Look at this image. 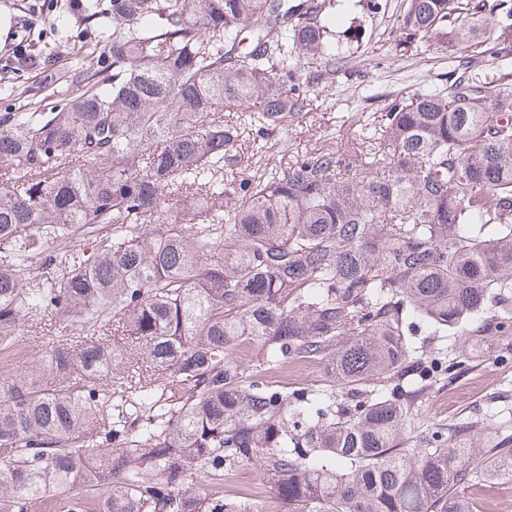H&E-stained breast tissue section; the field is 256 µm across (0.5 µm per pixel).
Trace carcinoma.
<instances>
[{"instance_id": "obj_1", "label": "carcinoma", "mask_w": 512, "mask_h": 512, "mask_svg": "<svg viewBox=\"0 0 512 512\" xmlns=\"http://www.w3.org/2000/svg\"><path fill=\"white\" fill-rule=\"evenodd\" d=\"M338 2L86 0L63 99L0 115V351L60 330L0 370V512H476L512 484L504 426L404 438L455 367L419 329L512 336V0H406L395 48L458 63L448 87L246 173L240 139L317 110L302 67L349 63ZM249 338L323 384L247 373ZM243 461L272 505L218 489ZM23 336L25 347L27 348V358L25 359L26 363L35 360L43 350L49 348L51 345V336H58L57 327L50 326L42 322L41 324H33L32 327H29L28 333H25ZM301 369L294 367L288 369V373L275 372L277 369L265 372L266 380L277 384H288V391L318 387L324 379V364L320 361H308ZM273 383V384H275ZM468 493L480 508L484 505L486 510L492 512H498V509L512 502V485L508 484L485 481L469 489Z\"/></svg>"}]
</instances>
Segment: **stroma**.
I'll use <instances>...</instances> for the list:
<instances>
[{
  "instance_id": "35a3bbf8",
  "label": "stroma",
  "mask_w": 512,
  "mask_h": 512,
  "mask_svg": "<svg viewBox=\"0 0 512 512\" xmlns=\"http://www.w3.org/2000/svg\"><path fill=\"white\" fill-rule=\"evenodd\" d=\"M402 0H388L383 12L355 9L352 16L337 15L331 27L349 32L357 48L350 67L333 75L314 69L303 70L301 79L317 95V111L288 121L290 135L283 152H270V164L279 163L282 154L301 152L322 142L324 135L339 130L344 117L371 113L382 108L391 96L412 89H435L451 77L445 56L432 52L420 57H402L392 45L393 20ZM77 19L57 18L47 0H0V71L11 65L30 44H46L52 49L49 62L11 75L10 91L0 90V113L13 112L32 90L50 83L52 76L70 71L75 63L74 35ZM426 349L455 350L464 356L462 366L451 371L424 396L414 418L411 435L419 440L449 425L468 421L496 423L512 421V340L502 336L485 337L478 357H471V345L464 339L420 335ZM224 492L247 493L259 502L270 499L256 462H242L224 472Z\"/></svg>"
}]
</instances>
